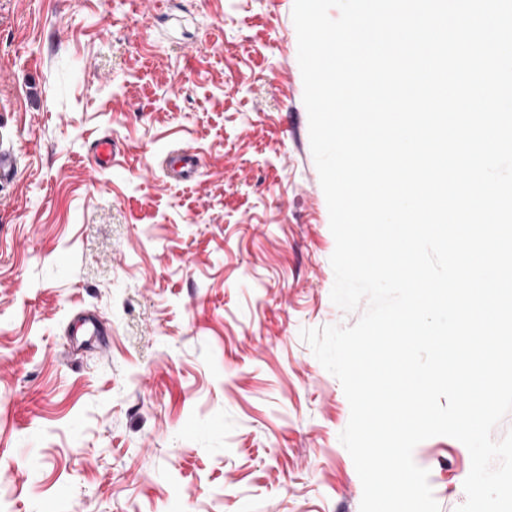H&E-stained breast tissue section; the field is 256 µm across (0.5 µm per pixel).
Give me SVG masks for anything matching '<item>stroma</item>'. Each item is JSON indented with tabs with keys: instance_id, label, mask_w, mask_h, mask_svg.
Returning a JSON list of instances; mask_svg holds the SVG:
<instances>
[{
	"instance_id": "stroma-1",
	"label": "stroma",
	"mask_w": 512,
	"mask_h": 512,
	"mask_svg": "<svg viewBox=\"0 0 512 512\" xmlns=\"http://www.w3.org/2000/svg\"><path fill=\"white\" fill-rule=\"evenodd\" d=\"M293 3L0 0V512H359L300 335L361 313L330 299ZM413 460L455 512L466 446ZM117 150L118 146L112 141V136L102 137L94 143L91 154L97 173H104L112 169V161ZM20 156L14 148L0 144V186L11 184L18 173ZM200 166L198 154L189 148H182L168 153L165 176L175 183L192 182L198 178Z\"/></svg>"
}]
</instances>
